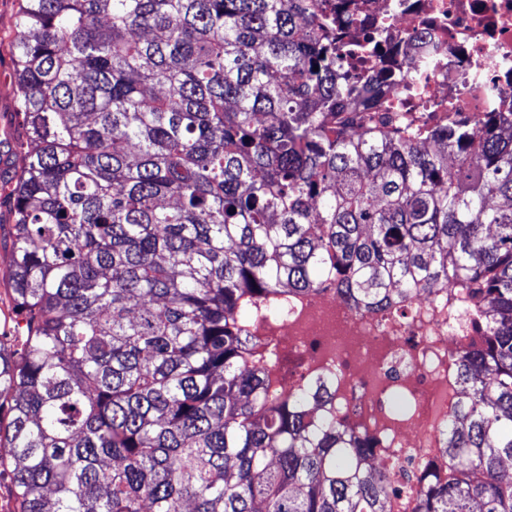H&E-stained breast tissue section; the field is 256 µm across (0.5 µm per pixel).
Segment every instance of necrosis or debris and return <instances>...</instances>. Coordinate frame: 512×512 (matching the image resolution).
Returning <instances> with one entry per match:
<instances>
[{
	"label": "necrosis or debris",
	"instance_id": "1",
	"mask_svg": "<svg viewBox=\"0 0 512 512\" xmlns=\"http://www.w3.org/2000/svg\"><path fill=\"white\" fill-rule=\"evenodd\" d=\"M384 21L399 87L417 124L475 122L512 112V0H352ZM271 396L323 394L321 415L364 434L388 480L385 512H416L427 468L448 464V423L462 386L459 349L484 335L462 290L396 294L386 307L347 301L335 282L300 296L251 330Z\"/></svg>",
	"mask_w": 512,
	"mask_h": 512
}]
</instances>
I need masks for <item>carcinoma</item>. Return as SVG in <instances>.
Wrapping results in <instances>:
<instances>
[{"label": "carcinoma", "mask_w": 512, "mask_h": 512, "mask_svg": "<svg viewBox=\"0 0 512 512\" xmlns=\"http://www.w3.org/2000/svg\"><path fill=\"white\" fill-rule=\"evenodd\" d=\"M331 0H20L4 181L15 512H383L368 440L268 396L250 323L472 289L448 474L417 512H512V113L405 126Z\"/></svg>", "instance_id": "carcinoma-1"}]
</instances>
